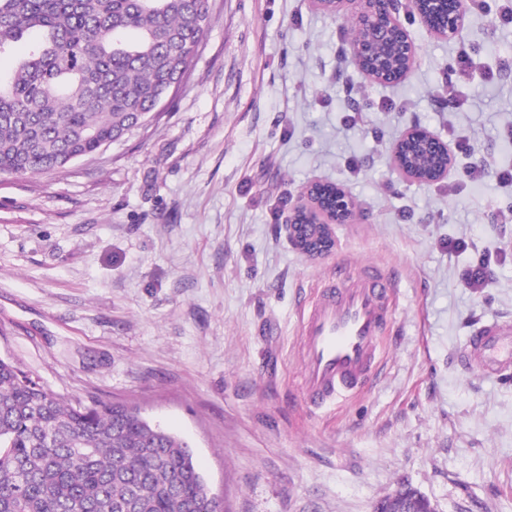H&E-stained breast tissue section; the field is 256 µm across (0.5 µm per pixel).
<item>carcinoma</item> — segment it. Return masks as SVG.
Here are the masks:
<instances>
[{"mask_svg":"<svg viewBox=\"0 0 512 512\" xmlns=\"http://www.w3.org/2000/svg\"><path fill=\"white\" fill-rule=\"evenodd\" d=\"M209 0H0V176L55 171L159 119ZM0 512H215L191 446L134 406L72 404L0 358Z\"/></svg>","mask_w":512,"mask_h":512,"instance_id":"cac0c4a2","label":"carcinoma"}]
</instances>
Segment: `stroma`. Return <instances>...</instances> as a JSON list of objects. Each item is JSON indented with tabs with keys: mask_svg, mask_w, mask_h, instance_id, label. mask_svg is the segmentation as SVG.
Instances as JSON below:
<instances>
[{
	"mask_svg": "<svg viewBox=\"0 0 512 512\" xmlns=\"http://www.w3.org/2000/svg\"><path fill=\"white\" fill-rule=\"evenodd\" d=\"M209 4L157 123L0 178V357L65 400L135 405L185 438L226 512H374L400 482L437 512H512V380L452 360L478 323L512 316V224L494 221L512 192L490 174L452 195L391 164L418 125L469 138L454 166L512 165V24L473 9L448 41L406 19L418 62L376 84L344 53L349 27L311 0ZM463 51L458 108L442 86ZM314 182L356 206L317 259L282 230ZM486 256L488 287H467ZM369 261L400 281L380 369L309 408L303 311L336 265Z\"/></svg>",
	"mask_w": 512,
	"mask_h": 512,
	"instance_id": "1",
	"label": "stroma"
}]
</instances>
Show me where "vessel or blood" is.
<instances>
[{
  "label": "vessel or blood",
  "mask_w": 512,
  "mask_h": 512,
  "mask_svg": "<svg viewBox=\"0 0 512 512\" xmlns=\"http://www.w3.org/2000/svg\"><path fill=\"white\" fill-rule=\"evenodd\" d=\"M398 281L377 265L339 267L312 300L300 330L302 393L320 409L364 389L372 380L380 340L392 326ZM464 369L512 377V318L473 330L459 353Z\"/></svg>",
  "instance_id": "b4317fda"
}]
</instances>
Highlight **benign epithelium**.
Here are the masks:
<instances>
[{
	"mask_svg": "<svg viewBox=\"0 0 512 512\" xmlns=\"http://www.w3.org/2000/svg\"><path fill=\"white\" fill-rule=\"evenodd\" d=\"M321 10H328L336 17L351 24L353 36L349 42L351 60L363 74H372L380 81L394 82L396 77L372 68L376 51L393 41L397 42L406 59L404 73H409L416 62V46L400 20V10L406 8L421 24L435 35L453 40L460 37L470 7V0H448L447 14L435 23L431 19L429 0H312ZM424 141L434 145L450 158L453 151L449 143L435 133L420 126L406 129L394 144L392 155L395 169L404 177L416 182L418 178L402 166V152L410 142ZM310 204H299L289 214L282 229L288 240L309 258L330 253L335 246L332 225L344 224L354 216V203L342 188L336 193V206L323 208L317 197L315 185L307 187Z\"/></svg>",
	"mask_w": 512,
	"mask_h": 512,
	"instance_id": "obj_1",
	"label": "benign epithelium"
}]
</instances>
